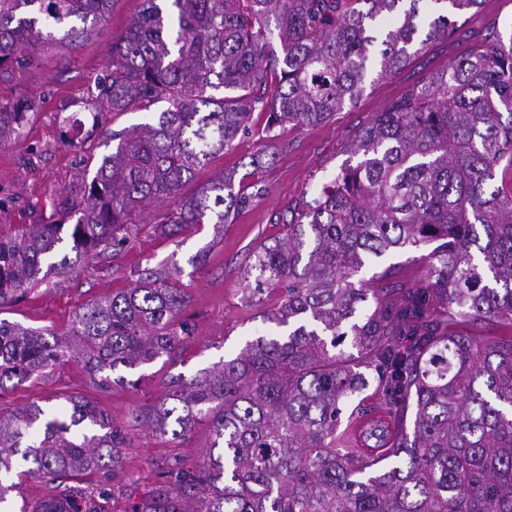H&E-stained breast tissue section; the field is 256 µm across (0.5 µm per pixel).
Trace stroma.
Here are the masks:
<instances>
[{"label": "stroma", "instance_id": "35a3bbf8", "mask_svg": "<svg viewBox=\"0 0 512 512\" xmlns=\"http://www.w3.org/2000/svg\"><path fill=\"white\" fill-rule=\"evenodd\" d=\"M141 8V0H114L104 31L80 47L44 51L31 64L0 73V103L20 96L36 102L22 140L0 147L1 229L60 220L73 191L83 187L80 156L68 142L84 139L90 129L93 117L84 104L87 88L105 73L109 44ZM494 22L512 23V0H484L479 10L460 15L458 29L448 40L414 54L392 77L367 81L359 100L345 105L329 122L286 124L270 131L266 113L254 112L251 132L239 136L195 179L202 185L223 170H248L254 158H261L253 183L244 188L252 200L229 223L191 226L175 237L140 233L116 261L99 260L85 272L51 278L24 301L0 307V319L60 331L78 308L130 287L145 268L165 265L180 270L177 285L190 296L182 316L193 327L192 338L177 357L146 366L137 384L115 383L103 389L70 363L41 380L0 393V410L50 405L59 396L78 394L124 426L131 445L124 449L120 466L93 477L112 491L103 501L105 512H128L132 502L157 486L164 471L195 468L205 454L208 421L196 422L185 437L160 438L134 423L135 411L153 405L173 378L193 379L220 360L235 357L246 340L265 329L267 313L280 303L279 292L265 291L257 305L246 302L242 292V276L256 246L284 234L282 221L291 208L299 200L312 199L339 171L347 144L374 112L398 99L426 72L467 55L475 34ZM202 251L207 254L204 264L193 266L192 258Z\"/></svg>", "mask_w": 512, "mask_h": 512}]
</instances>
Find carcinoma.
I'll list each match as a JSON object with an SVG mask.
<instances>
[{
  "label": "carcinoma",
  "instance_id": "cac0c4a2",
  "mask_svg": "<svg viewBox=\"0 0 512 512\" xmlns=\"http://www.w3.org/2000/svg\"><path fill=\"white\" fill-rule=\"evenodd\" d=\"M425 0H142L88 89L100 121L148 112L105 134L95 173L72 198L76 222L0 232V305L52 275L117 257L136 217L175 234L224 224L250 197L229 170L186 195L212 158L248 131L315 126L357 102L455 29ZM112 0H0V70L53 46L73 49L107 21ZM35 100L0 105V146L18 141ZM348 158L284 236L246 271L281 293L272 327L237 356L164 392L136 420L158 436L210 422L203 462L170 470L131 512H512V334L478 338L470 320L512 324V32L494 28L372 117ZM433 246L429 278L395 296L356 279L373 258ZM187 295L162 269L74 312L62 332L0 319V392L76 362L105 372L171 360L192 336ZM409 343H402L403 338ZM373 370L385 417L355 402ZM413 414L407 430V414ZM347 415L341 432L342 415ZM125 430L93 401L0 411V504L34 478L55 493L20 512H105L87 479L120 465ZM18 481L9 482L12 475Z\"/></svg>",
  "mask_w": 512,
  "mask_h": 512
}]
</instances>
